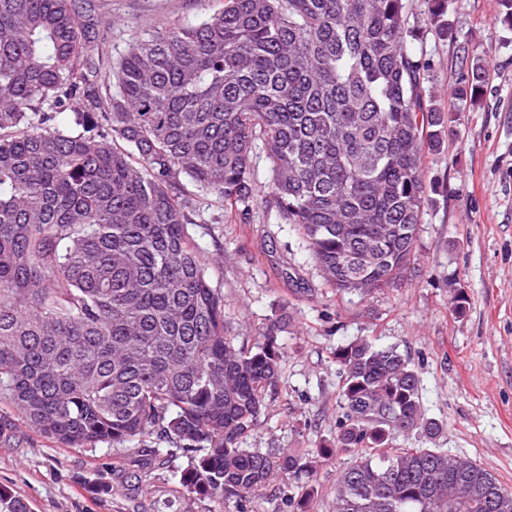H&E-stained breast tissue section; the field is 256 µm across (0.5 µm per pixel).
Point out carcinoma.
<instances>
[{
    "label": "carcinoma",
    "instance_id": "obj_1",
    "mask_svg": "<svg viewBox=\"0 0 512 512\" xmlns=\"http://www.w3.org/2000/svg\"><path fill=\"white\" fill-rule=\"evenodd\" d=\"M422 17L452 34L444 0ZM89 3L0 0V403L58 445L146 436L190 453L182 488L288 500L333 451L354 462L333 512H512V491L468 457L396 448L427 415L396 346L336 347L333 447H242L278 393L284 322L251 348L224 336V297L190 237L182 178L248 214L252 154L266 206L302 231L325 284L369 296L406 271L429 197L425 153L454 134L426 97L409 0H222L107 63L92 83ZM451 95L480 103L491 68L467 43ZM0 512H28L0 490Z\"/></svg>",
    "mask_w": 512,
    "mask_h": 512
}]
</instances>
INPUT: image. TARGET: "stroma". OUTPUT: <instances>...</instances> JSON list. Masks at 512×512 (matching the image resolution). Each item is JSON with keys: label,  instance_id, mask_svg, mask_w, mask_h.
Returning <instances> with one entry per match:
<instances>
[{"label": "stroma", "instance_id": "stroma-1", "mask_svg": "<svg viewBox=\"0 0 512 512\" xmlns=\"http://www.w3.org/2000/svg\"><path fill=\"white\" fill-rule=\"evenodd\" d=\"M100 25L90 55L119 59L169 21L199 20L221 0H93ZM500 0H449L447 37L421 29L413 43L431 60L423 87L448 110L458 67L457 45L473 46L494 72L480 105L463 112L455 135L426 154L431 202L418 229L416 259L390 287L370 296L328 288L302 233L265 202L271 172L255 150L257 191L247 216L216 195L192 191L189 234L213 286L224 297V334L254 346L270 320L286 319L279 340L286 361L280 393L246 439L253 450L304 453L336 439L339 374L333 353L358 337L377 338L407 354L421 379L429 416L442 422L432 442L416 435L399 448L432 445L466 456L512 491V29L497 24ZM469 299L449 310L455 290ZM157 448L142 468L135 447L104 443L63 448L0 404V489L30 512H237L180 490L188 459L179 443L147 437ZM353 456L319 463L309 512H331L336 478Z\"/></svg>", "mask_w": 512, "mask_h": 512}]
</instances>
